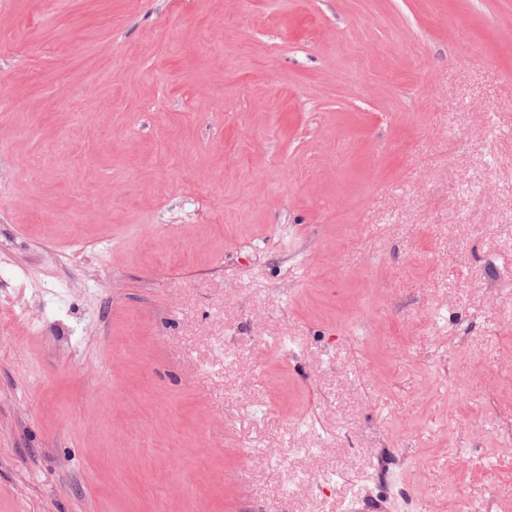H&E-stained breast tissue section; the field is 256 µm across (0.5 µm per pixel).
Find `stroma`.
Returning a JSON list of instances; mask_svg holds the SVG:
<instances>
[{
    "mask_svg": "<svg viewBox=\"0 0 512 512\" xmlns=\"http://www.w3.org/2000/svg\"><path fill=\"white\" fill-rule=\"evenodd\" d=\"M3 305L0 512H512V0H0ZM493 498L484 496L482 499H473L462 491H458L454 498L455 512H492Z\"/></svg>",
    "mask_w": 512,
    "mask_h": 512,
    "instance_id": "1",
    "label": "stroma"
}]
</instances>
